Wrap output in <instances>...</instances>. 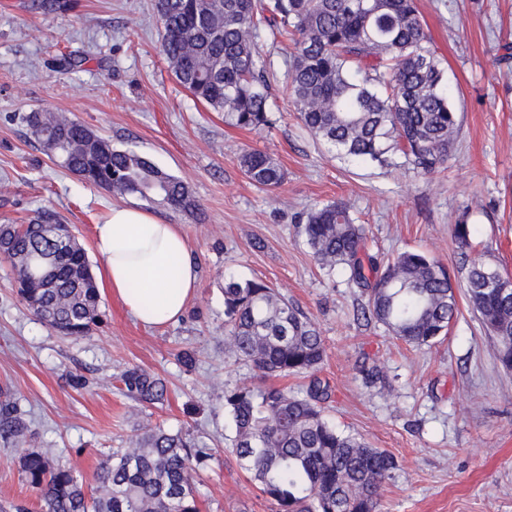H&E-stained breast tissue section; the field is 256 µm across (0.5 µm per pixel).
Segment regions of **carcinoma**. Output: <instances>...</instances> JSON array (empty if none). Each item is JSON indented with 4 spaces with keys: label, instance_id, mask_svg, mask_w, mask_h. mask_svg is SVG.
<instances>
[{
    "label": "carcinoma",
    "instance_id": "obj_1",
    "mask_svg": "<svg viewBox=\"0 0 512 512\" xmlns=\"http://www.w3.org/2000/svg\"><path fill=\"white\" fill-rule=\"evenodd\" d=\"M43 14L70 9V0H31ZM161 48L176 81L196 100L224 113V124L247 130L272 125L269 77L257 49L261 28L291 36L290 93L303 126L336 155L404 164L433 173L448 161L458 133L444 68L415 0H155ZM24 121L62 167L120 195L195 213L189 184L150 159L118 150L86 125L56 112ZM240 165L257 186L274 189L285 173L267 153L246 151ZM468 216L453 224L469 244ZM303 233L321 267L348 275L361 288L362 317L405 343L428 346L447 333L457 300L447 270L420 251L385 264L366 252L365 228L347 205L327 202L306 215ZM0 258L12 268L16 293L42 322L65 335L89 333L101 296L85 249L50 211L27 224H0ZM502 275L472 259L466 297L494 339L497 360L512 370V292ZM224 315L234 356L262 377L307 374L306 396L275 386L224 392L239 465L271 499L276 512H378L379 493L394 458L344 434L325 416L329 389L315 377L325 355L311 318L262 280L224 281ZM140 404H162L167 390L149 372L122 376ZM29 425L9 398L0 400V438L22 440ZM208 453L182 434L147 425L112 453L86 491L68 462L29 450L22 474L41 512H199L194 478Z\"/></svg>",
    "mask_w": 512,
    "mask_h": 512
}]
</instances>
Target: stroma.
<instances>
[{"instance_id": "obj_1", "label": "stroma", "mask_w": 512, "mask_h": 512, "mask_svg": "<svg viewBox=\"0 0 512 512\" xmlns=\"http://www.w3.org/2000/svg\"><path fill=\"white\" fill-rule=\"evenodd\" d=\"M29 0H0V224H25L54 209L91 252L97 224L115 204L133 205L182 225L199 268L183 318L162 328L137 323L100 286L102 319L85 336L39 321L0 261V396L29 424L18 445L0 442V505L41 512L20 458L39 448L92 479L143 424L189 436L209 458L196 479L200 512H275L232 451L235 427L225 391L260 385L225 347L224 280L261 279L319 327L326 346L316 372L331 397L326 418L344 433L391 454L397 466L379 512H512V372L466 298L447 335L414 347L363 319L361 291L314 259L304 241L306 212L347 204L379 260L420 250L464 287L478 258L512 278V0H417L445 69L460 132L444 169L423 174L387 162L358 163L329 152L300 123L288 92L286 38L262 32L275 123L241 130L181 87L161 50L154 0H76L45 16ZM81 57L75 69L64 55ZM49 110L77 120L114 148L151 159L187 180L200 205L175 213L135 195L90 184L51 159L23 120ZM270 154L285 170L276 190L256 187L240 168L242 151ZM468 213L471 247L454 240ZM192 363H184L183 352ZM382 383L366 385L362 363ZM133 367L160 378L164 404L144 407L123 392ZM84 379L74 386L72 375Z\"/></svg>"}]
</instances>
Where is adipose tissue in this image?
<instances>
[{
    "mask_svg": "<svg viewBox=\"0 0 512 512\" xmlns=\"http://www.w3.org/2000/svg\"><path fill=\"white\" fill-rule=\"evenodd\" d=\"M94 248L109 288L135 321L161 327L183 317L199 275L179 225L117 205L97 225Z\"/></svg>",
    "mask_w": 512,
    "mask_h": 512,
    "instance_id": "1",
    "label": "adipose tissue"
}]
</instances>
